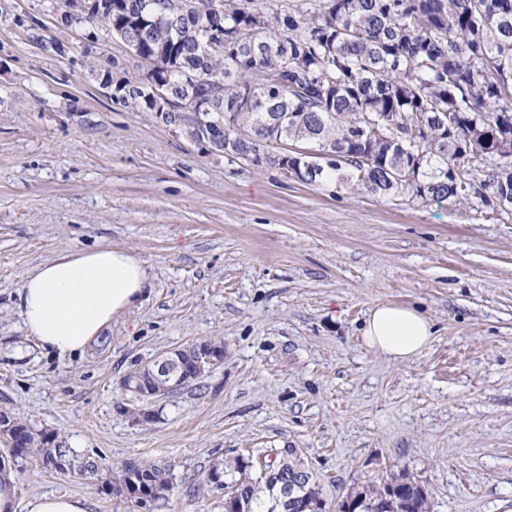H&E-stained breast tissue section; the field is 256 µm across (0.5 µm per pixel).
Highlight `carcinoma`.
I'll list each match as a JSON object with an SVG mask.
<instances>
[{
    "mask_svg": "<svg viewBox=\"0 0 512 512\" xmlns=\"http://www.w3.org/2000/svg\"><path fill=\"white\" fill-rule=\"evenodd\" d=\"M90 21L129 37L140 78L90 69L102 87L117 80V103L154 111L144 84L163 83L199 100L208 127L224 125V157L264 155L261 168L296 169L303 181L419 203L512 207V0H90ZM33 43L61 56V42L30 18ZM380 133L374 134L370 122ZM240 128L252 138L237 137ZM336 154L269 152L271 141ZM10 429L4 454L35 458L57 472L77 459L54 432L0 412ZM250 453L216 463L207 479L224 489V512H274L271 484ZM125 499L140 508L171 490V469L141 464L123 473ZM356 512H429L407 473L364 483Z\"/></svg>",
    "mask_w": 512,
    "mask_h": 512,
    "instance_id": "cac0c4a2",
    "label": "carcinoma"
}]
</instances>
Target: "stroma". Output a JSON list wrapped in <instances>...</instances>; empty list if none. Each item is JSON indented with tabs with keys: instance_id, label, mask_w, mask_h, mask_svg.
Returning a JSON list of instances; mask_svg holds the SVG:
<instances>
[{
	"instance_id": "35a3bbf8",
	"label": "stroma",
	"mask_w": 512,
	"mask_h": 512,
	"mask_svg": "<svg viewBox=\"0 0 512 512\" xmlns=\"http://www.w3.org/2000/svg\"><path fill=\"white\" fill-rule=\"evenodd\" d=\"M53 0H0V411L99 460L102 479L31 460L12 471L15 512L69 494L87 512H140L103 479L169 466L148 512H224L209 469L294 448L329 506L403 471L430 512H512V216L468 205L333 197L276 169L205 151L149 112L107 96L89 61L129 50L89 22L59 25ZM69 46L36 48L30 16ZM109 244L151 274L146 298L82 354L27 336L26 275ZM420 309L436 335L393 361L366 346L370 309ZM224 345V360L123 414V377L172 349Z\"/></svg>"
}]
</instances>
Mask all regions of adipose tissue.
<instances>
[{
	"mask_svg": "<svg viewBox=\"0 0 512 512\" xmlns=\"http://www.w3.org/2000/svg\"><path fill=\"white\" fill-rule=\"evenodd\" d=\"M151 281L130 251L100 246L41 264L22 282L19 309L25 331L38 346L67 358L145 296ZM435 333L422 312L395 304L371 309L364 329L367 346L405 361L423 352Z\"/></svg>",
	"mask_w": 512,
	"mask_h": 512,
	"instance_id": "1",
	"label": "adipose tissue"
}]
</instances>
